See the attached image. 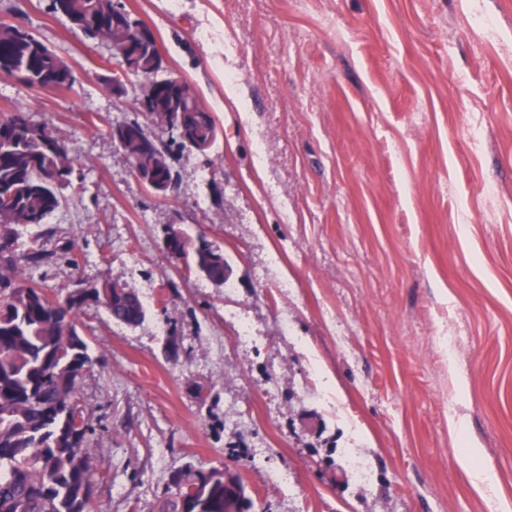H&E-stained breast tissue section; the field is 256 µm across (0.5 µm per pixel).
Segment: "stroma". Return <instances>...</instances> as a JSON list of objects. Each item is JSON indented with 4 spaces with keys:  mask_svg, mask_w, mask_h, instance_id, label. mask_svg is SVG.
Here are the masks:
<instances>
[{
    "mask_svg": "<svg viewBox=\"0 0 512 512\" xmlns=\"http://www.w3.org/2000/svg\"><path fill=\"white\" fill-rule=\"evenodd\" d=\"M121 2L221 131L167 198L112 140L138 80L114 97L107 44L48 0H0L78 77H0V113L55 130L79 183L23 234L54 263L19 275L51 295L117 280L145 307L78 317L96 512H158L188 466L230 468L251 512H512V0ZM175 216L223 250L233 296L167 258ZM344 448L369 450L365 485Z\"/></svg>",
    "mask_w": 512,
    "mask_h": 512,
    "instance_id": "obj_1",
    "label": "stroma"
}]
</instances>
